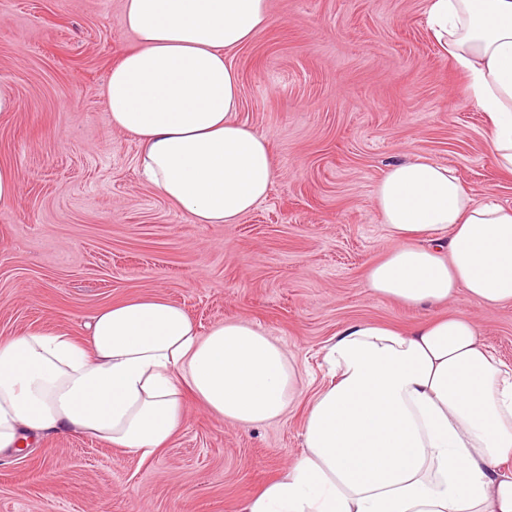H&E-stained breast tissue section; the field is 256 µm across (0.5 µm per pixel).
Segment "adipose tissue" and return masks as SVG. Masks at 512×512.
<instances>
[{"label": "adipose tissue", "instance_id": "ef3b65f1", "mask_svg": "<svg viewBox=\"0 0 512 512\" xmlns=\"http://www.w3.org/2000/svg\"><path fill=\"white\" fill-rule=\"evenodd\" d=\"M269 0H123L135 46L103 89L113 127L141 145L146 183L192 224H234L278 176L268 140L238 121L226 51L270 25ZM426 25L488 118L487 151L512 174V0H427ZM397 245L367 287L411 306L512 301V207L477 202L447 166L390 165L374 190ZM85 340L0 339V455L61 430L154 456L185 396L243 428L296 395L283 347L245 322L200 332L158 295L98 311ZM327 379L299 459L240 512H512V366L471 318L413 330L354 321L323 348Z\"/></svg>", "mask_w": 512, "mask_h": 512}]
</instances>
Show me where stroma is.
I'll return each instance as SVG.
<instances>
[{
	"label": "stroma",
	"instance_id": "stroma-1",
	"mask_svg": "<svg viewBox=\"0 0 512 512\" xmlns=\"http://www.w3.org/2000/svg\"><path fill=\"white\" fill-rule=\"evenodd\" d=\"M273 21L229 51L238 118L279 176L235 224H191L141 177L135 139L112 128L109 69L131 49L122 0H0V338L60 330L82 340L99 310L159 294L200 330L248 322L296 371L280 418L244 430L196 402L148 459L74 432L0 455V512H238L302 451L322 349L352 321L412 329L469 315L512 365V302L413 307L365 286L395 241L374 202L393 163L455 170L475 201L512 205V174L485 148L487 120L426 25V0H270ZM19 190V175L10 168H0V205L14 201Z\"/></svg>",
	"mask_w": 512,
	"mask_h": 512
}]
</instances>
